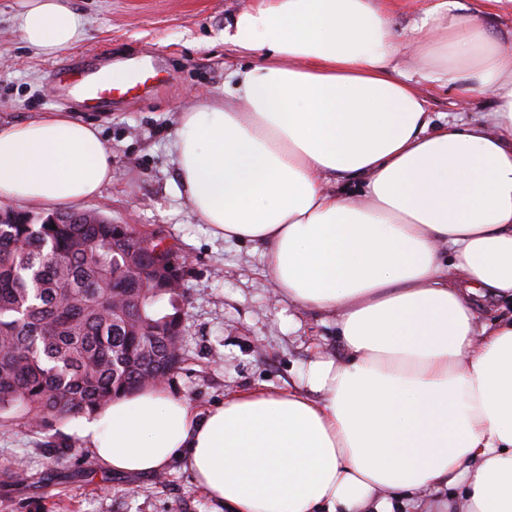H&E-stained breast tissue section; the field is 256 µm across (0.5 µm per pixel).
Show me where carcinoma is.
Returning a JSON list of instances; mask_svg holds the SVG:
<instances>
[{"instance_id":"obj_1","label":"carcinoma","mask_w":512,"mask_h":512,"mask_svg":"<svg viewBox=\"0 0 512 512\" xmlns=\"http://www.w3.org/2000/svg\"><path fill=\"white\" fill-rule=\"evenodd\" d=\"M185 301L97 212H0V418L38 427L153 387L182 363ZM25 477L20 460L0 465Z\"/></svg>"}]
</instances>
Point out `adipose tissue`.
I'll list each match as a JSON object with an SVG mask.
<instances>
[{"label":"adipose tissue","instance_id":"ef3b65f1","mask_svg":"<svg viewBox=\"0 0 512 512\" xmlns=\"http://www.w3.org/2000/svg\"><path fill=\"white\" fill-rule=\"evenodd\" d=\"M497 0H433L398 40L387 0H256L224 39L263 61L175 115V173L213 236L263 250L278 292L338 314L344 361L205 412L163 387L82 421L105 470L180 459L225 512H512V38ZM21 40L86 36L70 0H27ZM490 109L435 124L416 86ZM356 180L353 198L346 180ZM112 180L99 128L0 123V203L75 208ZM484 24L492 31L506 35L512 31V0H504L485 12Z\"/></svg>","mask_w":512,"mask_h":512}]
</instances>
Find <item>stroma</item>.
I'll return each instance as SVG.
<instances>
[{"label": "stroma", "mask_w": 512, "mask_h": 512, "mask_svg": "<svg viewBox=\"0 0 512 512\" xmlns=\"http://www.w3.org/2000/svg\"><path fill=\"white\" fill-rule=\"evenodd\" d=\"M254 2L72 0L87 36L49 57L18 35L25 0H0V122L78 112L49 83L58 64L84 58L120 68L137 56L158 59L152 87L90 112L112 153V181L83 208L146 234L161 232L188 257L183 362L165 387L200 411L234 390L297 386L317 354L345 356L335 318L278 293L260 252L214 237L178 190L173 116L199 98L223 95L236 67L258 63L224 41L233 16ZM78 423L73 417L33 428L0 419V464L22 456L30 468L25 482H0V512H216L179 461L148 477L106 472Z\"/></svg>", "instance_id": "1"}]
</instances>
